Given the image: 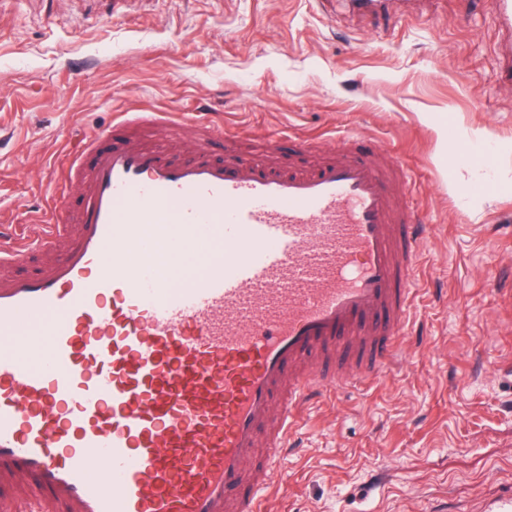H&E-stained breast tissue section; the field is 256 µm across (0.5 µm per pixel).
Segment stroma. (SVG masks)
Listing matches in <instances>:
<instances>
[{
  "mask_svg": "<svg viewBox=\"0 0 512 512\" xmlns=\"http://www.w3.org/2000/svg\"><path fill=\"white\" fill-rule=\"evenodd\" d=\"M491 0H0V225L73 202L62 167L123 112H204L245 161L380 145L434 231L404 354L306 405L265 512H443L512 488V83Z\"/></svg>",
  "mask_w": 512,
  "mask_h": 512,
  "instance_id": "obj_1",
  "label": "stroma"
}]
</instances>
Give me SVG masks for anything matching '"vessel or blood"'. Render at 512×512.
<instances>
[{"label": "vessel or blood", "mask_w": 512, "mask_h": 512, "mask_svg": "<svg viewBox=\"0 0 512 512\" xmlns=\"http://www.w3.org/2000/svg\"><path fill=\"white\" fill-rule=\"evenodd\" d=\"M193 124L179 159L122 114L66 163L79 211L0 236L2 269L47 256L0 277V512H263L300 410L398 347L432 227L383 148L281 170ZM173 252L205 276L174 281Z\"/></svg>", "instance_id": "1"}]
</instances>
